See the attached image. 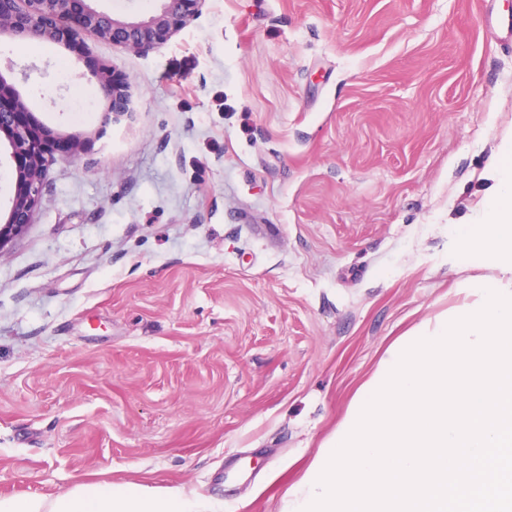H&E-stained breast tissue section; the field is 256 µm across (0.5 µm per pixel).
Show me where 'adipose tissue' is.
<instances>
[{
  "mask_svg": "<svg viewBox=\"0 0 512 512\" xmlns=\"http://www.w3.org/2000/svg\"><path fill=\"white\" fill-rule=\"evenodd\" d=\"M223 504L185 493L139 483L81 481L53 497L0 498V512H223Z\"/></svg>",
  "mask_w": 512,
  "mask_h": 512,
  "instance_id": "adipose-tissue-1",
  "label": "adipose tissue"
}]
</instances>
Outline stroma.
<instances>
[{"label": "stroma", "mask_w": 512, "mask_h": 512, "mask_svg": "<svg viewBox=\"0 0 512 512\" xmlns=\"http://www.w3.org/2000/svg\"><path fill=\"white\" fill-rule=\"evenodd\" d=\"M508 19L204 0L145 54L15 40L11 81L80 147L0 252V497L93 474L280 512L390 345L491 273L453 248L512 127ZM103 64L133 112L106 119Z\"/></svg>", "instance_id": "stroma-1"}]
</instances>
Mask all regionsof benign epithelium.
<instances>
[{"mask_svg":"<svg viewBox=\"0 0 512 512\" xmlns=\"http://www.w3.org/2000/svg\"><path fill=\"white\" fill-rule=\"evenodd\" d=\"M154 14L139 20L116 18L89 0H0V39L30 38L74 47L91 34L114 46L146 53L169 41L199 14L204 0H159ZM93 77L108 101L106 116L130 112L128 83L102 65ZM60 136L31 117L20 91L0 71V146L15 172L7 216H0V251L22 236L41 203L47 166Z\"/></svg>","mask_w":512,"mask_h":512,"instance_id":"7a95c632","label":"benign epithelium"}]
</instances>
